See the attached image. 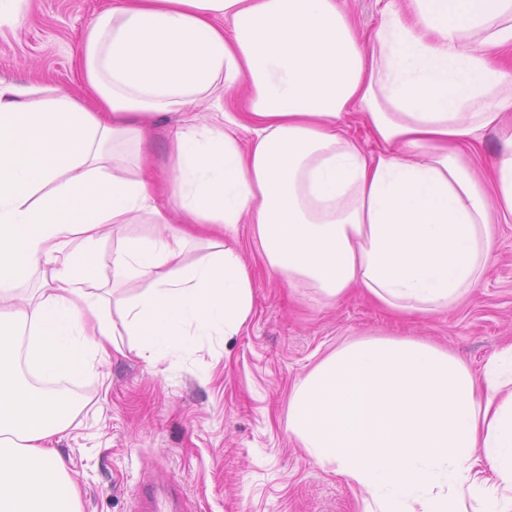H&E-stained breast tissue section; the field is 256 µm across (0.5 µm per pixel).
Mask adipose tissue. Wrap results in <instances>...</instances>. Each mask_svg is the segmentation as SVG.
Masks as SVG:
<instances>
[{"mask_svg":"<svg viewBox=\"0 0 512 512\" xmlns=\"http://www.w3.org/2000/svg\"><path fill=\"white\" fill-rule=\"evenodd\" d=\"M78 65L77 96L0 80V512H80L62 382L239 335L241 225L288 284L427 317L512 222V0H385L368 33L340 0H109ZM287 429L360 512H512V342L477 371L345 343L296 379Z\"/></svg>","mask_w":512,"mask_h":512,"instance_id":"ef3b65f1","label":"adipose tissue"}]
</instances>
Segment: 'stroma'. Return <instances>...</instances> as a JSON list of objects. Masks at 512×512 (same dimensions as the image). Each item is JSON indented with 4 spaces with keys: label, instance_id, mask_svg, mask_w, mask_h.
<instances>
[{
    "label": "stroma",
    "instance_id": "1",
    "mask_svg": "<svg viewBox=\"0 0 512 512\" xmlns=\"http://www.w3.org/2000/svg\"><path fill=\"white\" fill-rule=\"evenodd\" d=\"M103 0H27L0 26V79L70 91L77 50ZM255 288L239 336L197 348L189 363L113 354L76 399L59 450L82 512H139L148 484H172L177 512H360L345 480L310 461L286 430L294 381L344 342L411 338L479 366L512 340V223L498 227L479 288L452 311L401 321L354 291L328 301L270 275L240 227Z\"/></svg>",
    "mask_w": 512,
    "mask_h": 512
}]
</instances>
